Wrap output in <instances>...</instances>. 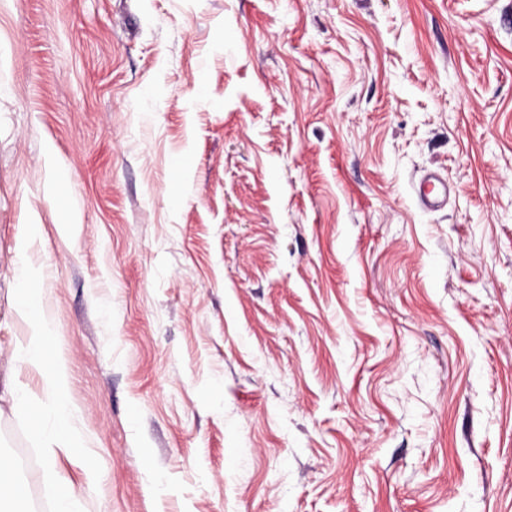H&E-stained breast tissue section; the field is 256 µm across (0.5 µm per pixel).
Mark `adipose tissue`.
I'll list each match as a JSON object with an SVG mask.
<instances>
[{"instance_id":"obj_1","label":"adipose tissue","mask_w":512,"mask_h":512,"mask_svg":"<svg viewBox=\"0 0 512 512\" xmlns=\"http://www.w3.org/2000/svg\"><path fill=\"white\" fill-rule=\"evenodd\" d=\"M12 275L22 283L21 288L13 292V309L18 315L30 319L31 327L25 340L12 350L9 361L40 370L51 401L43 403L9 377L0 383V395L15 405L25 407L28 414L34 416L30 437L52 457L57 451L68 452L77 446L76 415L65 400L68 376L65 366L52 362L50 358L55 334L52 324L41 312L44 290L38 275L22 260L14 263Z\"/></svg>"}]
</instances>
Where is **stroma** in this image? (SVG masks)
Listing matches in <instances>:
<instances>
[{
	"mask_svg": "<svg viewBox=\"0 0 512 512\" xmlns=\"http://www.w3.org/2000/svg\"><path fill=\"white\" fill-rule=\"evenodd\" d=\"M29 224L34 512H512V0H0L1 368ZM415 191L423 205L434 209L440 206L441 197L447 193V186L435 175L430 174L420 181ZM12 275L22 283V288L14 289L13 309L18 315L30 319L31 327L29 336L12 350L9 364L40 370L52 401L43 403L11 376L4 380L3 396L13 404L25 407L29 419L32 415L35 417V422L30 425V437L54 458L58 450L69 452L77 448L76 415L64 397L68 376L65 366L57 360L50 366L47 364L52 362L50 349L54 345L55 334L52 324L41 312L44 288L38 275L21 258L14 263Z\"/></svg>",
	"mask_w": 512,
	"mask_h": 512,
	"instance_id": "obj_1",
	"label": "stroma"
}]
</instances>
